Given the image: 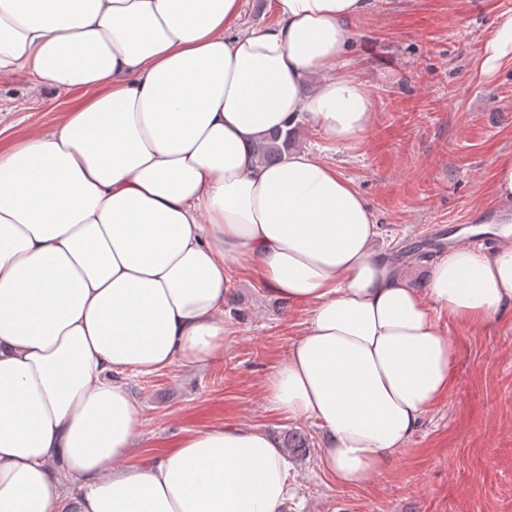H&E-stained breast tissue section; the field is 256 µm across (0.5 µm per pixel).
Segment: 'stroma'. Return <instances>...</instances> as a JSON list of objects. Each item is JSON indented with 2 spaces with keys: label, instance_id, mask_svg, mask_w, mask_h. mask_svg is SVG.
I'll list each match as a JSON object with an SVG mask.
<instances>
[{
  "label": "stroma",
  "instance_id": "obj_1",
  "mask_svg": "<svg viewBox=\"0 0 512 512\" xmlns=\"http://www.w3.org/2000/svg\"><path fill=\"white\" fill-rule=\"evenodd\" d=\"M509 11L512 0H371L353 23L348 66L373 98L372 126L348 145L311 128L296 140L360 189L385 248L419 289L431 265L415 261L410 244L437 240L435 258L447 256L452 228L494 204L495 160L512 152V62L489 75L479 70L493 21ZM74 99L47 84L31 91L20 73L0 77V150L61 119ZM229 270L223 360L203 370L178 364L130 382L140 408L136 459L209 426H257L279 439L298 431L310 448L291 461L295 487L280 512H512L511 314L482 329L441 318L458 348L448 396L389 468L346 486L320 465V429L266 405L302 311L250 270L234 263Z\"/></svg>",
  "mask_w": 512,
  "mask_h": 512
}]
</instances>
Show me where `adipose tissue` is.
<instances>
[{"label": "adipose tissue", "instance_id": "ef3b65f1", "mask_svg": "<svg viewBox=\"0 0 512 512\" xmlns=\"http://www.w3.org/2000/svg\"><path fill=\"white\" fill-rule=\"evenodd\" d=\"M370 0H0V74L84 98L0 152V512H279L292 488L256 426L188 432L132 458L134 376L224 358L229 262L307 313L268 407L313 422L322 465L366 483L452 385L448 314L512 308V153L496 164L494 249L456 247L412 288L366 199L308 150L252 146L306 124L339 144L371 126L344 70ZM512 61L501 14L480 70ZM270 4V0H242V27L252 28L271 23L275 17ZM290 142L288 133L284 137L279 132L267 135L254 146L253 154L256 163L271 165L277 162L282 156V151L288 147Z\"/></svg>", "mask_w": 512, "mask_h": 512}]
</instances>
